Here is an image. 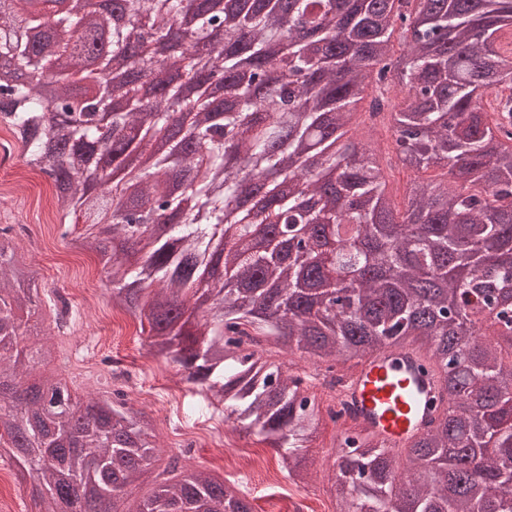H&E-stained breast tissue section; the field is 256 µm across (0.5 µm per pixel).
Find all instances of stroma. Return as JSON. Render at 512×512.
I'll return each mask as SVG.
<instances>
[{
    "instance_id": "stroma-1",
    "label": "stroma",
    "mask_w": 512,
    "mask_h": 512,
    "mask_svg": "<svg viewBox=\"0 0 512 512\" xmlns=\"http://www.w3.org/2000/svg\"><path fill=\"white\" fill-rule=\"evenodd\" d=\"M346 140L361 143L377 140L389 191L395 202H402L412 182H432L439 170L408 171L398 165L388 143L385 128L371 129L368 120L358 119L347 127ZM22 147L8 131L0 128V170L9 179L25 184L24 192L0 198V228H14L16 246L23 248L31 262L40 264L36 277L38 292L29 306L31 323L47 329V343L55 351V368L71 386L77 398H112L125 393L135 408L154 421L158 452L154 466L164 469L168 457L180 452L187 464L224 477L225 451L208 441L192 440L184 431L192 425L220 424L234 427L225 412L215 408L203 393L184 383L175 365L150 352L147 333L139 322L113 308L110 289H103L92 302H82L81 285L92 277H103V261L92 250L77 248L73 236L85 233V224L75 217L61 219L53 204L54 186L39 171L18 167ZM69 224L70 236H63L62 224ZM70 295L72 321L68 332H58L55 312L60 292ZM153 394L152 401L141 399L142 392ZM338 455L336 429L328 417H321L312 444L307 450L311 473L302 492L330 501L331 478ZM32 480L21 479L9 452L0 453V501L14 512H41L43 505L32 494Z\"/></svg>"
}]
</instances>
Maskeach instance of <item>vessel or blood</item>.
Instances as JSON below:
<instances>
[{
    "mask_svg": "<svg viewBox=\"0 0 512 512\" xmlns=\"http://www.w3.org/2000/svg\"><path fill=\"white\" fill-rule=\"evenodd\" d=\"M439 390V374L424 371L417 353L383 348L360 360L339 393L362 429L400 452L425 433Z\"/></svg>",
    "mask_w": 512,
    "mask_h": 512,
    "instance_id": "1",
    "label": "vessel or blood"
}]
</instances>
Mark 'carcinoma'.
Returning a JSON list of instances; mask_svg holds the SVG:
<instances>
[{"instance_id": "obj_1", "label": "carcinoma", "mask_w": 512, "mask_h": 512, "mask_svg": "<svg viewBox=\"0 0 512 512\" xmlns=\"http://www.w3.org/2000/svg\"><path fill=\"white\" fill-rule=\"evenodd\" d=\"M87 0L58 18L50 52L29 33L37 16L0 17V120L29 166L54 183L60 211L88 225L76 240L108 257L113 304L149 325L152 351L183 368L216 405L276 449L288 478L305 483L300 459L318 421L304 381L336 377V366L369 355L390 338L421 331L415 345L429 370L443 372L441 411L407 449L394 454L364 431L342 433L331 497L342 512H512V361L474 338L469 298L512 285V266L489 251L512 252V121L484 99L511 92L512 0H265L257 7L198 13L186 32L193 51L170 57L195 94L157 85L139 96L151 44L168 36L184 0H115L88 21ZM304 31L284 40L282 20ZM112 27V55L129 77L104 87L128 108L102 120L100 99L77 105L70 83L87 78L76 34ZM399 33L402 48L395 47ZM69 61L52 98L39 97L44 70ZM389 118L396 162L446 171L412 184L395 213L372 144L353 150L342 128L353 106ZM244 159L265 204L240 176ZM123 176L92 178L102 159ZM366 231L374 253L350 241ZM0 235V429L38 482L45 512L75 495L82 457L101 461L94 494L119 512L125 489L154 478L137 512H253L243 492L192 466L151 476V419L127 401L75 400L52 373L28 383L33 366L20 339L37 335L20 312L32 272L3 259ZM467 267L471 279L453 275ZM214 303L185 319L197 294ZM276 342L325 373L288 375L261 365Z\"/></svg>"}]
</instances>
